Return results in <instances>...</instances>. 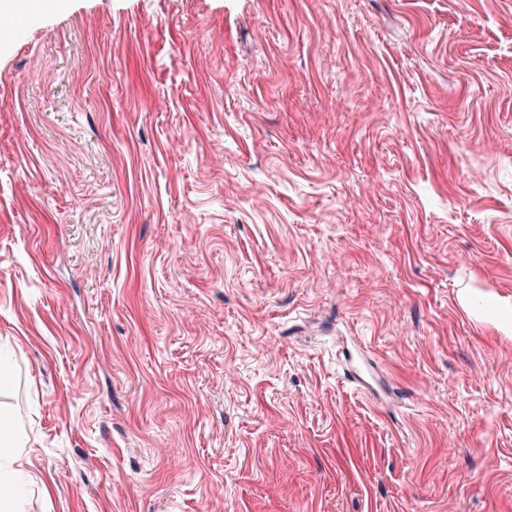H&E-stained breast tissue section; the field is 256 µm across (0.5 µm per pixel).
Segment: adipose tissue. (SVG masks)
Here are the masks:
<instances>
[{
    "mask_svg": "<svg viewBox=\"0 0 512 512\" xmlns=\"http://www.w3.org/2000/svg\"><path fill=\"white\" fill-rule=\"evenodd\" d=\"M25 436L10 419L0 416V512H19L33 478L25 469Z\"/></svg>",
    "mask_w": 512,
    "mask_h": 512,
    "instance_id": "obj_1",
    "label": "adipose tissue"
}]
</instances>
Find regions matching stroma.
Segmentation results:
<instances>
[{"label":"stroma","instance_id":"35a3bbf8","mask_svg":"<svg viewBox=\"0 0 512 512\" xmlns=\"http://www.w3.org/2000/svg\"><path fill=\"white\" fill-rule=\"evenodd\" d=\"M490 295L512 0H52L0 34L23 512H512Z\"/></svg>","mask_w":512,"mask_h":512}]
</instances>
